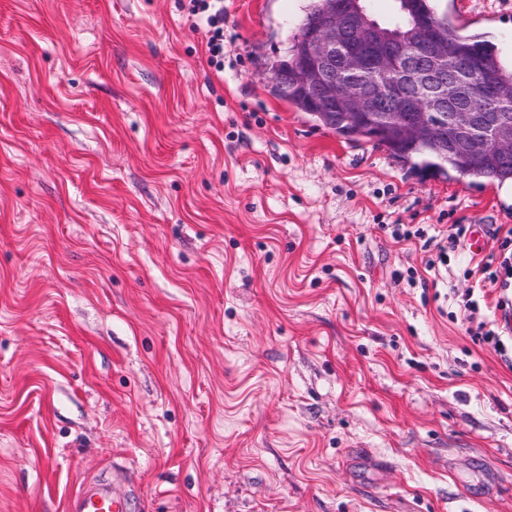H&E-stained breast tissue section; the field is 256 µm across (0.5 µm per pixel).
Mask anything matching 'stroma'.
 <instances>
[{
  "label": "stroma",
  "instance_id": "stroma-1",
  "mask_svg": "<svg viewBox=\"0 0 512 512\" xmlns=\"http://www.w3.org/2000/svg\"><path fill=\"white\" fill-rule=\"evenodd\" d=\"M309 0H0V512H512V366L450 317L512 186L278 98ZM512 60V0H433ZM189 13L196 17L194 28L205 31L209 63L216 70L224 69V1L189 0ZM467 231L468 228L465 225L455 224L448 233L446 241L443 244L437 243L438 258L441 264L449 265L447 261H450V254L455 255L456 252L463 249ZM71 512H127V501L115 498L102 485L90 484L83 487L67 503Z\"/></svg>",
  "mask_w": 512,
  "mask_h": 512
}]
</instances>
